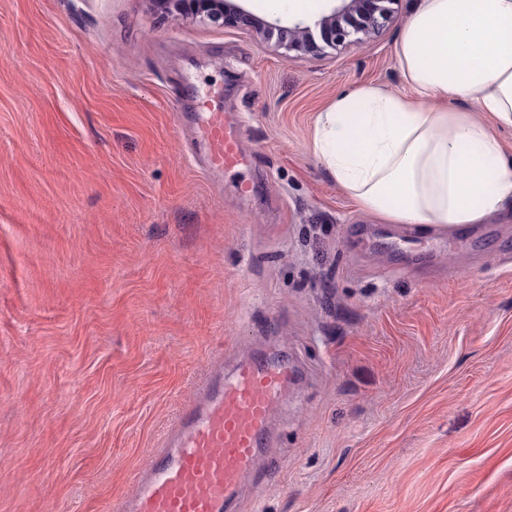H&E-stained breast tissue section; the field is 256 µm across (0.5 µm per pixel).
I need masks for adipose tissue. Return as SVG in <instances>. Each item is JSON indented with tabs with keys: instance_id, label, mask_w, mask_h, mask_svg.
<instances>
[{
	"instance_id": "1",
	"label": "adipose tissue",
	"mask_w": 512,
	"mask_h": 512,
	"mask_svg": "<svg viewBox=\"0 0 512 512\" xmlns=\"http://www.w3.org/2000/svg\"><path fill=\"white\" fill-rule=\"evenodd\" d=\"M407 94L364 85L313 123L310 148L359 208L426 232L512 212V0H417L396 45ZM473 100L478 113L456 109Z\"/></svg>"
}]
</instances>
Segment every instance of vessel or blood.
Returning a JSON list of instances; mask_svg holds the SVG:
<instances>
[{
  "label": "vessel or blood",
  "mask_w": 512,
  "mask_h": 512,
  "mask_svg": "<svg viewBox=\"0 0 512 512\" xmlns=\"http://www.w3.org/2000/svg\"><path fill=\"white\" fill-rule=\"evenodd\" d=\"M221 98L214 91L196 101L194 143L208 172H234L247 162ZM296 376L285 357H249L229 374L212 369L179 409L163 448L138 471L123 512H235L244 490L259 483L274 413Z\"/></svg>",
  "instance_id": "1"
}]
</instances>
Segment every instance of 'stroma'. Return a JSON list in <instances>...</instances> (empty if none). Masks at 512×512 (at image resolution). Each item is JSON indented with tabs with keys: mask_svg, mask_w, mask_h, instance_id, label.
<instances>
[{
	"mask_svg": "<svg viewBox=\"0 0 512 512\" xmlns=\"http://www.w3.org/2000/svg\"><path fill=\"white\" fill-rule=\"evenodd\" d=\"M413 5L300 55L155 0H0V512H104L259 351L304 376L237 512H512V214L409 247L308 148L340 93L408 92ZM214 88L236 176L188 154Z\"/></svg>",
	"mask_w": 512,
	"mask_h": 512,
	"instance_id": "1",
	"label": "stroma"
}]
</instances>
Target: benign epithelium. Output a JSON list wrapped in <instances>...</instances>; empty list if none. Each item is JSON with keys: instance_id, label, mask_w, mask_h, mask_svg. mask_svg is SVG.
I'll return each mask as SVG.
<instances>
[{"instance_id": "benign-epithelium-1", "label": "benign epithelium", "mask_w": 512, "mask_h": 512, "mask_svg": "<svg viewBox=\"0 0 512 512\" xmlns=\"http://www.w3.org/2000/svg\"><path fill=\"white\" fill-rule=\"evenodd\" d=\"M341 6L320 16L312 25L274 28L241 9L233 0H160L182 16H191L224 28L253 30L265 37L278 31V45L301 54H324L351 44L362 45L398 21L396 0H340Z\"/></svg>"}]
</instances>
